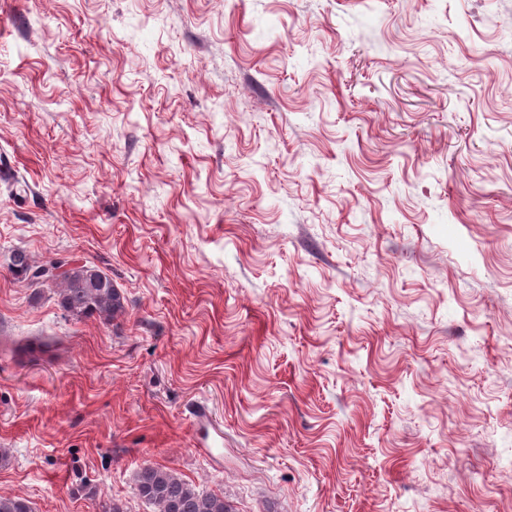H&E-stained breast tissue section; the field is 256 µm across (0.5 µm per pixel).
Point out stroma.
<instances>
[{"mask_svg":"<svg viewBox=\"0 0 512 512\" xmlns=\"http://www.w3.org/2000/svg\"><path fill=\"white\" fill-rule=\"evenodd\" d=\"M0 155V494L512 512V0H0ZM9 269L32 288L53 290L59 306L73 319L97 316L112 323L126 313L121 289L95 267L62 260L35 262L23 250H16ZM195 427L196 433L201 440V444L205 448L207 455L215 457L218 461H221L220 455H215L214 448H216L217 453L221 451L222 447H224V435L214 429L211 423L210 414L206 408L202 407L197 411V415L195 416ZM210 429H213L215 432V435L212 437ZM136 491L155 512H234L224 494L200 491L174 471L150 464L138 472Z\"/></svg>","mask_w":512,"mask_h":512,"instance_id":"1","label":"stroma"}]
</instances>
